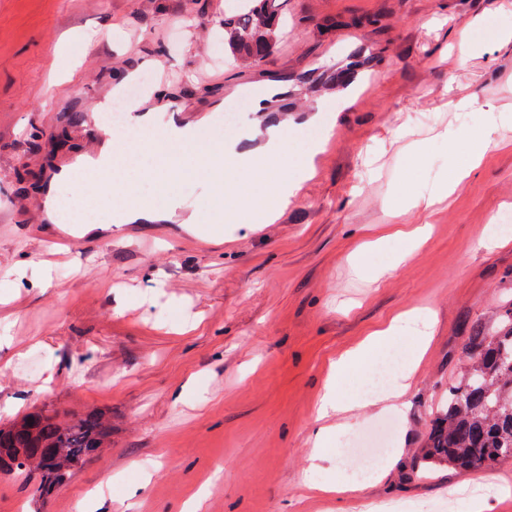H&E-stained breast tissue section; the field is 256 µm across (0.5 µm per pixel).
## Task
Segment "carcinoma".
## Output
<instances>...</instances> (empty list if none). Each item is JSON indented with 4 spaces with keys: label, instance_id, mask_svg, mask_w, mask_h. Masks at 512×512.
<instances>
[{
    "label": "carcinoma",
    "instance_id": "cac0c4a2",
    "mask_svg": "<svg viewBox=\"0 0 512 512\" xmlns=\"http://www.w3.org/2000/svg\"><path fill=\"white\" fill-rule=\"evenodd\" d=\"M285 30L282 0H239L224 14V49L245 62L269 54ZM102 413L61 421L42 411L0 428V473L37 483L51 493L72 467L111 436ZM512 459V299L496 307L495 322L478 325L463 344L448 400L431 411L429 428L412 473L439 468L463 473L490 469Z\"/></svg>",
    "mask_w": 512,
    "mask_h": 512
}]
</instances>
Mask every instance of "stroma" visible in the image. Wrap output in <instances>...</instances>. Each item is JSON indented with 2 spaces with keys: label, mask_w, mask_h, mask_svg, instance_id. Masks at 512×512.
<instances>
[{
  "label": "stroma",
  "mask_w": 512,
  "mask_h": 512,
  "mask_svg": "<svg viewBox=\"0 0 512 512\" xmlns=\"http://www.w3.org/2000/svg\"><path fill=\"white\" fill-rule=\"evenodd\" d=\"M225 0H0V424L46 410L104 413L111 442L51 495L0 474V512H512V460L464 477L411 476L430 407L448 395L466 328L512 299V235L483 243L512 209V40L457 34L479 15L512 27V0H288V34L246 67L214 50ZM153 72L148 96L253 159L287 133L301 155L309 122L326 126L313 172L273 221L220 235L175 216L122 224L123 196L97 215L118 243L52 223L39 203L56 164L92 152L96 99ZM292 90L271 111L218 116L245 91ZM468 97L463 108L450 95ZM494 125L482 163L448 203L404 216L428 227L411 259L368 281L350 258L388 233L397 186L425 195L465 164ZM242 128V129H243ZM420 142V165L408 145ZM86 246L53 249L60 232ZM421 312L431 342L401 411L362 409L345 431L399 425L375 475L354 456L316 450L315 408L331 360L397 315ZM335 485L332 494L321 492Z\"/></svg>",
  "instance_id": "stroma-1"
}]
</instances>
